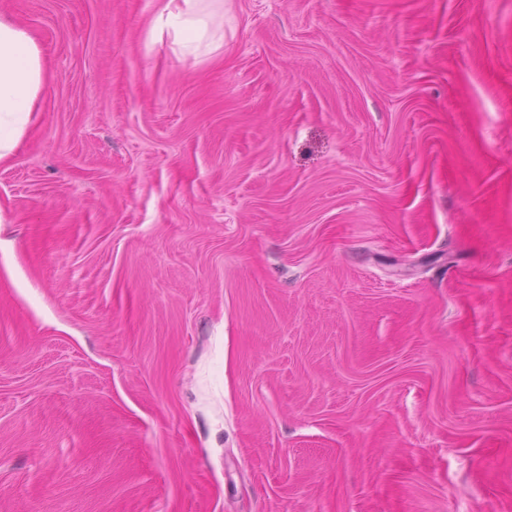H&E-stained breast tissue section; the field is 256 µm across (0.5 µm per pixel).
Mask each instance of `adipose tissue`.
<instances>
[{
	"mask_svg": "<svg viewBox=\"0 0 512 512\" xmlns=\"http://www.w3.org/2000/svg\"><path fill=\"white\" fill-rule=\"evenodd\" d=\"M214 0H168L158 17L160 27H187L207 32L217 11ZM44 51L22 25L0 16V162L19 147L38 110L45 84Z\"/></svg>",
	"mask_w": 512,
	"mask_h": 512,
	"instance_id": "1",
	"label": "adipose tissue"
}]
</instances>
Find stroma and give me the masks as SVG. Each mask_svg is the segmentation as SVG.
Returning a JSON list of instances; mask_svg holds the SVG:
<instances>
[{"label": "stroma", "instance_id": "stroma-1", "mask_svg": "<svg viewBox=\"0 0 512 512\" xmlns=\"http://www.w3.org/2000/svg\"><path fill=\"white\" fill-rule=\"evenodd\" d=\"M0 0V512H512V0ZM213 2L218 0H168L158 17V25L162 28H173L180 32L193 27L204 34L218 15ZM44 51L22 25L0 16V162L19 147L45 84Z\"/></svg>", "mask_w": 512, "mask_h": 512}]
</instances>
